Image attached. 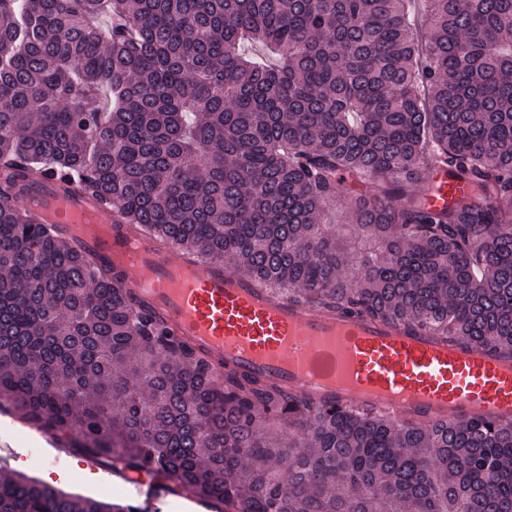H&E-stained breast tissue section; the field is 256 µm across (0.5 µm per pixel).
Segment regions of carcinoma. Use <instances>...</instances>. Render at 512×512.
Here are the masks:
<instances>
[{"label":"carcinoma","instance_id":"obj_1","mask_svg":"<svg viewBox=\"0 0 512 512\" xmlns=\"http://www.w3.org/2000/svg\"><path fill=\"white\" fill-rule=\"evenodd\" d=\"M410 2L0 0V413L207 512H512V424L217 378L20 204L55 176L290 303L512 360V0H427L424 41ZM432 161L480 203L429 210ZM0 512L142 510L4 472Z\"/></svg>","mask_w":512,"mask_h":512}]
</instances>
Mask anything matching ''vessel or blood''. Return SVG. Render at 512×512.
<instances>
[{"instance_id":"b4317fda","label":"vessel or blood","mask_w":512,"mask_h":512,"mask_svg":"<svg viewBox=\"0 0 512 512\" xmlns=\"http://www.w3.org/2000/svg\"><path fill=\"white\" fill-rule=\"evenodd\" d=\"M466 192L433 164L428 208L447 207ZM23 200L39 221L70 225L95 265L119 266L120 288L209 351L216 368L230 363L343 407L416 410L428 422L474 416L512 422L511 360L412 336L366 315L332 316L273 298L247 274L127 234L99 201L53 180L32 183Z\"/></svg>"}]
</instances>
